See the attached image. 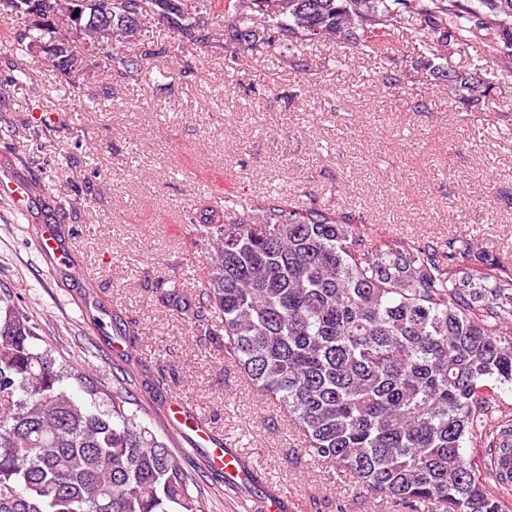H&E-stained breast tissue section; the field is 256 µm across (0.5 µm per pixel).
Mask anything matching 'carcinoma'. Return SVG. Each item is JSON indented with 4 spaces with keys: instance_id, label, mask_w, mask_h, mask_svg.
<instances>
[{
    "instance_id": "obj_1",
    "label": "carcinoma",
    "mask_w": 512,
    "mask_h": 512,
    "mask_svg": "<svg viewBox=\"0 0 512 512\" xmlns=\"http://www.w3.org/2000/svg\"><path fill=\"white\" fill-rule=\"evenodd\" d=\"M73 0H32L40 21L6 41L19 60L33 45L72 44ZM117 74L170 52L221 41L233 61L254 43L338 39L378 54L406 15L429 52L479 45L495 83L512 82V0H223L228 25L209 23L214 0H109ZM456 99L489 84L446 73ZM206 250L203 276L158 303L187 317L199 341L237 367L278 407L307 455L346 473L397 512H506L505 482L489 487L466 457L470 442L512 452V419L492 418L512 386V271L453 240L430 247L367 238L348 213L215 197L190 215ZM31 318L0 295V512H209L208 499L165 440L77 363L41 348ZM81 392L77 397L70 388Z\"/></svg>"
}]
</instances>
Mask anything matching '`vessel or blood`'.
Listing matches in <instances>:
<instances>
[{
  "label": "vessel or blood",
  "mask_w": 512,
  "mask_h": 512,
  "mask_svg": "<svg viewBox=\"0 0 512 512\" xmlns=\"http://www.w3.org/2000/svg\"><path fill=\"white\" fill-rule=\"evenodd\" d=\"M167 421L174 433L188 435L198 446L205 448L206 460L212 469L223 472L227 480L238 485L250 483L249 470L240 464L236 455L225 449L223 440L210 435L198 421L187 416L180 404L171 405Z\"/></svg>",
  "instance_id": "1"
}]
</instances>
